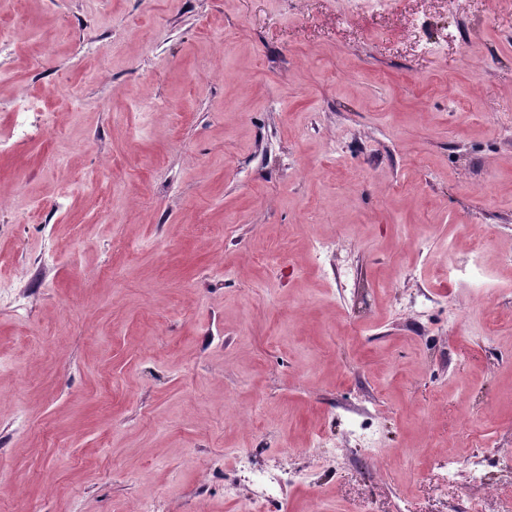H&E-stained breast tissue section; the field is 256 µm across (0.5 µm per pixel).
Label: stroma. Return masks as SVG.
<instances>
[{
    "label": "stroma",
    "instance_id": "obj_1",
    "mask_svg": "<svg viewBox=\"0 0 512 512\" xmlns=\"http://www.w3.org/2000/svg\"><path fill=\"white\" fill-rule=\"evenodd\" d=\"M11 124L0 512H512V0H0ZM447 479L455 481L459 471L464 469L471 482L474 484H483V473L485 469V459L480 455H472L464 459L448 456Z\"/></svg>",
    "mask_w": 512,
    "mask_h": 512
}]
</instances>
